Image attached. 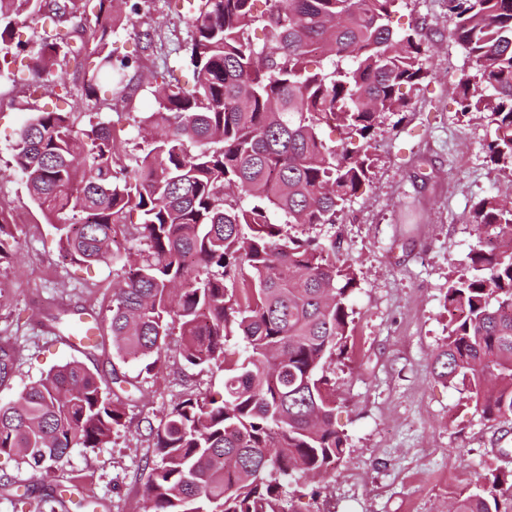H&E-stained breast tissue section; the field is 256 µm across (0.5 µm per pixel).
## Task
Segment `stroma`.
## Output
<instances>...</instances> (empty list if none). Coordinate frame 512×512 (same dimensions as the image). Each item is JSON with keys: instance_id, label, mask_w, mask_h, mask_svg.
Returning a JSON list of instances; mask_svg holds the SVG:
<instances>
[{"instance_id": "35a3bbf8", "label": "stroma", "mask_w": 512, "mask_h": 512, "mask_svg": "<svg viewBox=\"0 0 512 512\" xmlns=\"http://www.w3.org/2000/svg\"><path fill=\"white\" fill-rule=\"evenodd\" d=\"M419 19L430 24V76L411 92L407 111L383 117L369 182L335 224L316 229L322 239H340V257L358 275L354 336L326 371L336 398L334 426L347 451L327 482L289 493L286 512H446L485 473L512 471V430L484 419L462 386L431 372L448 335V277L465 272L477 238L471 208L511 185L512 170L488 162L486 125L458 110L456 85L473 65L450 36L455 18L448 0H403L393 25ZM134 22L112 36L119 54L140 55L135 30L150 27L168 40L186 31L184 18L163 0H147ZM28 63L26 54L15 55L9 74L0 73L2 167L31 117L20 83L10 79L25 74ZM64 79L69 95L48 89L37 106L62 109L86 125L83 76L70 69ZM152 106L143 87L132 99L113 101L104 115L132 138ZM0 216L17 227L22 248L20 257L0 265V342L17 352L14 372L0 384V405L51 368L77 360L124 400L129 421L108 447L73 449L41 481L24 464L1 457L0 512H144V487L157 463L148 425L185 394L223 395L224 373L186 366L175 336L153 370L120 358L109 326L120 264L65 258L21 177L0 180ZM79 318L96 322L97 347L72 344L69 325ZM24 492L30 502L18 504Z\"/></svg>"}]
</instances>
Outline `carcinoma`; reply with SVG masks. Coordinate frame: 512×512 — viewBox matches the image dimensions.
<instances>
[{
    "label": "carcinoma",
    "instance_id": "cac0c4a2",
    "mask_svg": "<svg viewBox=\"0 0 512 512\" xmlns=\"http://www.w3.org/2000/svg\"><path fill=\"white\" fill-rule=\"evenodd\" d=\"M188 16L170 49L136 31L154 109L134 142L100 112L80 128L71 113L38 109L18 132L10 165L59 235L65 256L107 260L124 234L139 245L112 295L117 354L149 360L167 338L194 368H224V398L190 394L148 436L159 458L145 486L146 512H282L302 476L336 472L346 441L333 425L324 375L352 332L353 264L336 242L310 233L337 215L369 180L370 142L389 112L408 106L401 88L427 76L425 22L395 30L402 0H168ZM451 32L475 75L457 83L462 116L489 129L487 158L512 166V0H448ZM49 8V28L30 57L28 97L85 72L116 98L139 88L142 65L110 48L134 25L130 0H0V66L25 50L16 26ZM263 22L259 43L252 28ZM96 57L87 68L88 56ZM176 61H170V56ZM341 131L327 141L325 128ZM137 212L140 222L128 224ZM478 237L467 271L450 279L448 336L433 374L459 382L483 417L512 423V201L490 194L472 209ZM295 226L309 228L291 232ZM20 250L0 220V265ZM231 336L247 355L226 362ZM15 349L0 344V384ZM127 427L124 403L79 361L50 369L0 406V457L43 478L75 448H104ZM451 512H512V471L492 472Z\"/></svg>",
    "mask_w": 512,
    "mask_h": 512
}]
</instances>
